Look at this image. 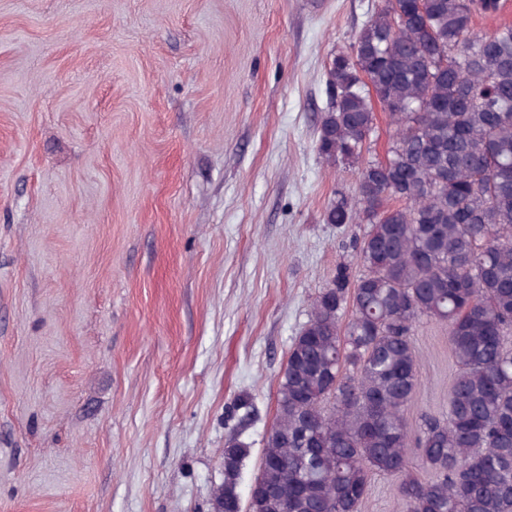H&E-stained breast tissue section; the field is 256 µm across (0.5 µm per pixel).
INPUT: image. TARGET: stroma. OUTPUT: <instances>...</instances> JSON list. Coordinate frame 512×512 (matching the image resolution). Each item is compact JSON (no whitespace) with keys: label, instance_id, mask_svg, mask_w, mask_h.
<instances>
[{"label":"stroma","instance_id":"obj_1","mask_svg":"<svg viewBox=\"0 0 512 512\" xmlns=\"http://www.w3.org/2000/svg\"><path fill=\"white\" fill-rule=\"evenodd\" d=\"M381 0H0V512H209L362 224L317 151L326 65ZM409 421L448 412L418 323Z\"/></svg>","mask_w":512,"mask_h":512}]
</instances>
